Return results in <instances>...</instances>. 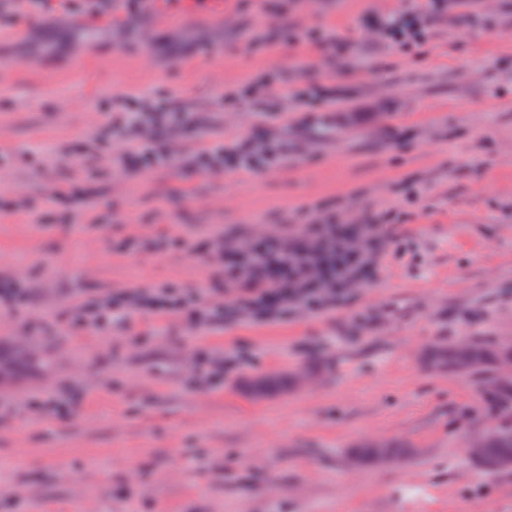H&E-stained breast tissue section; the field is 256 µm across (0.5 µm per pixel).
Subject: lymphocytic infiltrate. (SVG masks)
Here are the masks:
<instances>
[{
	"mask_svg": "<svg viewBox=\"0 0 512 512\" xmlns=\"http://www.w3.org/2000/svg\"><path fill=\"white\" fill-rule=\"evenodd\" d=\"M445 0H430L424 8L397 16H374L372 23L386 41L404 47L421 41L430 15L443 12ZM194 112L185 106L157 102L150 111L124 113L121 129L127 132L126 158L131 174L161 169L171 157V145L180 142L184 162L202 171L229 168L249 173L261 162L278 160L275 148L257 152L253 141L220 132L208 137L193 134ZM392 230L368 216L351 224L328 213L314 224L268 237L254 234L245 240L215 233L206 244L224 274V286L235 291L238 309L265 318H278L288 310L305 307L329 311L347 297L350 283L369 284L379 277V265L365 261L350 243L364 239L369 250L384 252ZM147 308L162 322L180 319L210 324L223 319L224 304L205 300L203 292L163 288L132 296L125 287L110 289L97 303H77L63 310L87 330H105L113 318L125 316L131 306Z\"/></svg>",
	"mask_w": 512,
	"mask_h": 512,
	"instance_id": "f902f5d3",
	"label": "lymphocytic infiltrate"
}]
</instances>
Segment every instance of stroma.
Instances as JSON below:
<instances>
[{"label": "stroma", "mask_w": 512, "mask_h": 512, "mask_svg": "<svg viewBox=\"0 0 512 512\" xmlns=\"http://www.w3.org/2000/svg\"><path fill=\"white\" fill-rule=\"evenodd\" d=\"M406 0H151L145 12L0 0V281L34 300L0 308V512H512V471L464 451L495 424L483 379L431 368L434 344L512 336V0H470L406 48L368 22ZM117 30H110V23ZM342 44L298 51L292 35ZM178 96L201 131L248 139L259 112L288 165L252 176L173 166L121 172L112 115ZM92 144L78 164L65 142ZM58 197L44 208L42 196ZM38 215L24 220L15 208ZM383 211L402 235L335 312L227 317L205 333L144 311L104 336L56 322L64 299L131 285L209 286L217 226L276 234L333 211ZM310 369V385L294 384ZM279 389L253 396L260 375ZM71 400L67 420L29 400ZM369 439L406 461L351 469Z\"/></svg>", "instance_id": "obj_1"}]
</instances>
